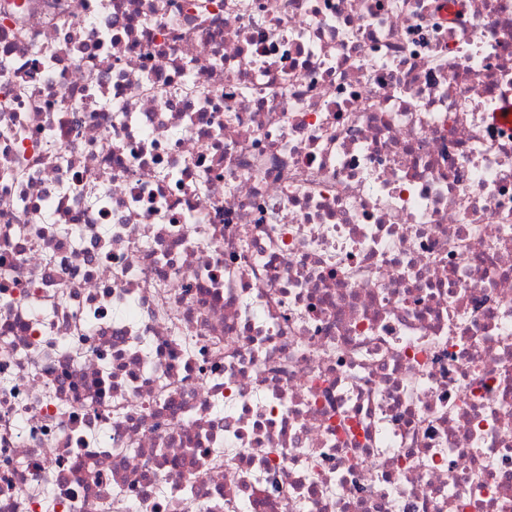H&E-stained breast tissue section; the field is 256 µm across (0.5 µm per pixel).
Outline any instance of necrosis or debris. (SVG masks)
I'll return each mask as SVG.
<instances>
[{
    "mask_svg": "<svg viewBox=\"0 0 512 512\" xmlns=\"http://www.w3.org/2000/svg\"><path fill=\"white\" fill-rule=\"evenodd\" d=\"M512 0H0V512H512Z\"/></svg>",
    "mask_w": 512,
    "mask_h": 512,
    "instance_id": "necrosis-or-debris-1",
    "label": "necrosis or debris"
}]
</instances>
